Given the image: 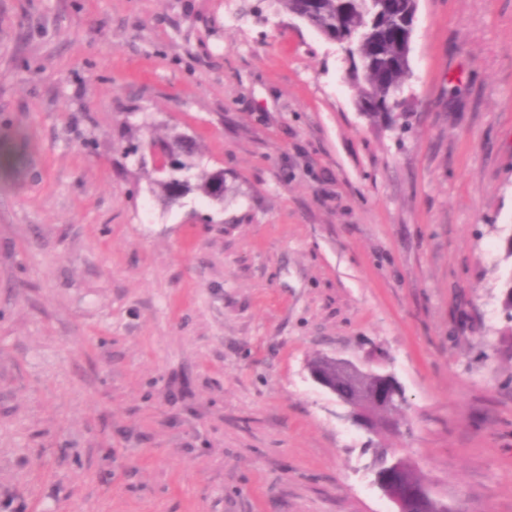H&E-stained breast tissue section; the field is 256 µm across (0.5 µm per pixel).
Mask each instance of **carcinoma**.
Returning a JSON list of instances; mask_svg holds the SVG:
<instances>
[{
    "mask_svg": "<svg viewBox=\"0 0 512 512\" xmlns=\"http://www.w3.org/2000/svg\"><path fill=\"white\" fill-rule=\"evenodd\" d=\"M285 8L297 13L305 7L311 21L322 33L348 41V26L358 28L359 42L349 47L363 73L359 83L358 103L373 123L401 106L397 98L409 76V66L400 62V45L405 31L408 0H349L350 22L341 20V0H282Z\"/></svg>",
    "mask_w": 512,
    "mask_h": 512,
    "instance_id": "1",
    "label": "carcinoma"
}]
</instances>
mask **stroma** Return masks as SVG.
I'll return each mask as SVG.
<instances>
[{"label": "stroma", "instance_id": "1", "mask_svg": "<svg viewBox=\"0 0 512 512\" xmlns=\"http://www.w3.org/2000/svg\"><path fill=\"white\" fill-rule=\"evenodd\" d=\"M410 65L375 124L280 0H0V512H390L376 446L512 512V0H418ZM176 136L223 202L125 155ZM312 380L349 407L354 425L368 433H396L403 404L402 388L385 372L365 371L348 359L325 356L309 367Z\"/></svg>", "mask_w": 512, "mask_h": 512}]
</instances>
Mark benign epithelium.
Segmentation results:
<instances>
[{
	"mask_svg": "<svg viewBox=\"0 0 512 512\" xmlns=\"http://www.w3.org/2000/svg\"><path fill=\"white\" fill-rule=\"evenodd\" d=\"M309 374L349 407L354 425L373 434L399 431L403 390L392 375L365 371L348 359L331 356L311 363ZM385 457V467L375 468L376 482L395 512H454L426 482L415 480L414 463L391 448L385 450Z\"/></svg>",
	"mask_w": 512,
	"mask_h": 512,
	"instance_id": "7a95c632",
	"label": "benign epithelium"
}]
</instances>
